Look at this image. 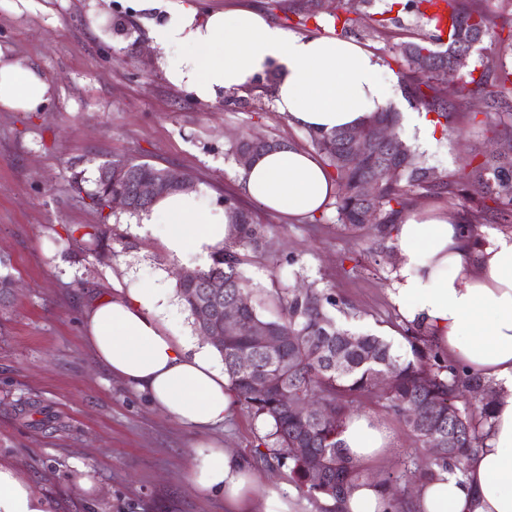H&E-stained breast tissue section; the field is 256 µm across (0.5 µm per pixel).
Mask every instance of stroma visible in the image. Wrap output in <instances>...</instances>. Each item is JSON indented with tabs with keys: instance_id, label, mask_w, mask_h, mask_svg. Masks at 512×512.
<instances>
[{
	"instance_id": "stroma-1",
	"label": "stroma",
	"mask_w": 512,
	"mask_h": 512,
	"mask_svg": "<svg viewBox=\"0 0 512 512\" xmlns=\"http://www.w3.org/2000/svg\"><path fill=\"white\" fill-rule=\"evenodd\" d=\"M406 0H194L200 13L251 6L289 31L343 36L365 45L397 78L408 69L401 44L428 38L434 23ZM306 26H299L300 17ZM149 23L127 0H0V49L41 69L54 86L37 113L0 109V255L20 283L0 308V464L12 467L49 499L53 512H224V498L204 495L190 474L194 450L214 443L254 462L260 480L290 482L287 468L257 461L269 427L235 402L224 425L207 432L185 427L98 363L83 334L90 299L112 288L121 267L150 285L164 254L132 230L129 213L98 210L77 195L74 181L93 190L100 166L135 158L192 176L197 192L216 203L233 199L262 225L265 247L243 270L264 314H276L278 293L300 284L336 297V320L383 336L402 354L409 326L389 290L395 248L366 232L337 227L335 202L316 217L292 219L264 210L239 188L233 147L263 137L311 149L307 130L277 111V72L245 92L202 102L171 84L148 41ZM485 94L447 98V125L431 142L401 128L425 163L447 180L471 172L493 140ZM105 228L113 251L101 261L84 235ZM71 243L51 250L49 241ZM368 413L394 438L390 451L365 462L364 475L392 480L400 501L432 461L427 448L386 406L380 393L362 397ZM94 484L79 486L81 468Z\"/></svg>"
}]
</instances>
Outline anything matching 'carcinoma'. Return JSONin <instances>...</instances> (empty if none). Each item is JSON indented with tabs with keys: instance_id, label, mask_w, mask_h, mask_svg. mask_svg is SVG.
<instances>
[{
	"instance_id": "cac0c4a2",
	"label": "carcinoma",
	"mask_w": 512,
	"mask_h": 512,
	"mask_svg": "<svg viewBox=\"0 0 512 512\" xmlns=\"http://www.w3.org/2000/svg\"><path fill=\"white\" fill-rule=\"evenodd\" d=\"M446 2L451 22L446 48L439 50L416 42L400 48L410 71L426 78L422 84L414 81L406 85V97L435 111L438 119L445 121L448 113L440 89L443 74L452 69L462 43L495 37L492 19L482 8L458 4L456 0ZM508 55L512 56V43L499 47L493 75L461 84L463 90L472 83L487 91L492 104L500 108L495 113L498 147L484 155L467 176V188L458 189L438 179L434 169L426 166L417 151L403 141L395 147L379 145L369 155L356 157L347 148L349 129L311 135L324 164L333 169L341 230L365 229L381 241L390 240L411 194L421 190L446 191L458 197L459 206L467 212L469 203L482 199L484 204L474 214L476 219L488 213L503 219L512 216V66L505 61ZM423 85L434 95H426ZM400 121V113L388 108L374 113L358 130L367 132L380 123L395 128ZM110 167L126 170L136 181L161 171L153 164L132 159L114 160ZM369 177L379 180L378 196L371 202L364 199L362 192V184ZM75 189L86 193L100 209L109 204V187L100 177L92 191H84L79 183ZM237 213L238 238L215 253L208 268L190 270L177 284L182 303L193 317L200 305L222 307L239 296L252 297L251 280L242 266L247 252L262 246L263 234L250 212L239 208ZM213 277L224 280V294L215 298L209 297L204 288ZM277 300L280 312L273 317L263 315L254 302H249L242 309L240 329L225 337L222 344L211 343L224 362L232 390L254 418L270 426L261 442L264 449L257 451L261 461L288 467L299 487L314 499L341 496L363 474L345 454L338 440L340 428L356 397L372 392L379 386L381 375L387 373L389 382L383 390L387 407L419 440L433 448L432 467L420 479L434 478L438 468L450 474L463 472L468 455L482 443L490 418L496 390L489 381L443 360L419 325L408 329L405 336L412 357H402L384 338L337 324L328 311V307L337 306L336 299L318 288L289 289L278 294ZM257 325L265 327L271 336H286L288 340L270 353L255 344L252 328ZM240 350L252 352L255 363L251 368L237 367L236 354ZM260 381L266 384L262 395L254 391ZM283 390L325 406L329 417L316 418L287 409L280 399ZM412 405L421 408L422 421L406 416ZM437 438L442 442L440 448L436 447ZM298 448L319 454L322 469L310 472L305 457L297 454Z\"/></svg>"
}]
</instances>
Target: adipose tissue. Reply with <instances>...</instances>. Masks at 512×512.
I'll return each mask as SVG.
<instances>
[{
	"instance_id": "ef3b65f1",
	"label": "adipose tissue",
	"mask_w": 512,
	"mask_h": 512,
	"mask_svg": "<svg viewBox=\"0 0 512 512\" xmlns=\"http://www.w3.org/2000/svg\"><path fill=\"white\" fill-rule=\"evenodd\" d=\"M150 14L149 37L167 79L201 101L241 91L279 71L277 110L290 124L330 132L362 125L373 113L398 106L396 78L359 43L337 36L292 33L253 8L199 14L192 0H134ZM54 88L42 72L0 51V108L42 111ZM242 193L260 207L294 218L318 213L336 186L312 153L280 147L244 168ZM157 238L168 261L152 287L134 272L113 280L92 299L82 327L98 362L143 393L178 423L196 429L223 424L234 405L224 369L209 345L170 334L182 307L168 266L207 268L215 251L238 233L235 212L193 189L157 197L133 224ZM398 264L391 297L401 314L422 324L428 341L453 364L480 373L497 390L486 436L456 476L438 471L416 485L411 512H512V233L477 247L459 217L436 209L405 213L393 231ZM340 440L356 463L384 454L389 431L366 414L347 417ZM191 480L224 498L226 512H295L286 483L260 481L232 448L202 446ZM387 486L362 479L329 512H392ZM52 504L0 465V512H51Z\"/></svg>"
}]
</instances>
